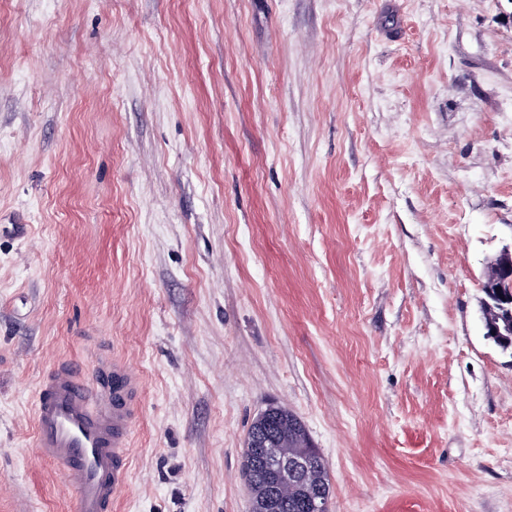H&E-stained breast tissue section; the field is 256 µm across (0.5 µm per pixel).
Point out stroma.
Segmentation results:
<instances>
[{
  "label": "stroma",
  "mask_w": 512,
  "mask_h": 512,
  "mask_svg": "<svg viewBox=\"0 0 512 512\" xmlns=\"http://www.w3.org/2000/svg\"><path fill=\"white\" fill-rule=\"evenodd\" d=\"M512 0H0V512H73L32 395L139 372L112 512H251L254 419L329 512H512ZM489 299V298H488ZM487 299V293H484L482 303L489 304L487 309L483 311L484 325L489 323V326H498L501 332L507 336H498L499 331L493 330L490 334L485 332V336H493L495 340L493 343L498 346L503 352H512V300L506 301L499 297L497 299ZM268 416L275 424L276 433L269 443L265 445L268 430L260 427L250 435V453L245 448L244 470L253 457L260 460L264 450L266 457L276 463L286 464L285 478L274 482L260 466L255 464L252 470L255 472L249 482L252 492L253 512H265L264 504L273 490L277 507L273 512H311V503L328 504L331 497V484L325 460L312 444L309 434L300 419L288 409L281 406H270L255 420L252 428L260 422L261 416ZM249 430V431H250ZM251 471L245 470V477L249 478Z\"/></svg>",
  "instance_id": "35a3bbf8"
}]
</instances>
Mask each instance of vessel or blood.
I'll list each match as a JSON object with an SVG mask.
<instances>
[{"label": "vessel or blood", "instance_id": "1", "mask_svg": "<svg viewBox=\"0 0 512 512\" xmlns=\"http://www.w3.org/2000/svg\"><path fill=\"white\" fill-rule=\"evenodd\" d=\"M85 381L57 363L34 394L35 446L74 495L75 512H111L129 482L130 446L142 381L125 361L104 360Z\"/></svg>", "mask_w": 512, "mask_h": 512}]
</instances>
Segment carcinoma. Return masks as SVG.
<instances>
[{
    "mask_svg": "<svg viewBox=\"0 0 512 512\" xmlns=\"http://www.w3.org/2000/svg\"><path fill=\"white\" fill-rule=\"evenodd\" d=\"M491 306L483 311L484 322L500 328L502 335L493 343L501 350L512 352V300H490ZM262 415L275 424L276 433L265 449L266 457L286 464L285 478L275 482L262 466L253 467L249 481L253 512H265V502L274 495L277 507L273 512H309L311 503L326 504L331 497V484L325 460L314 447L300 419L288 409L271 406Z\"/></svg>",
    "mask_w": 512,
    "mask_h": 512,
    "instance_id": "1",
    "label": "carcinoma"
}]
</instances>
